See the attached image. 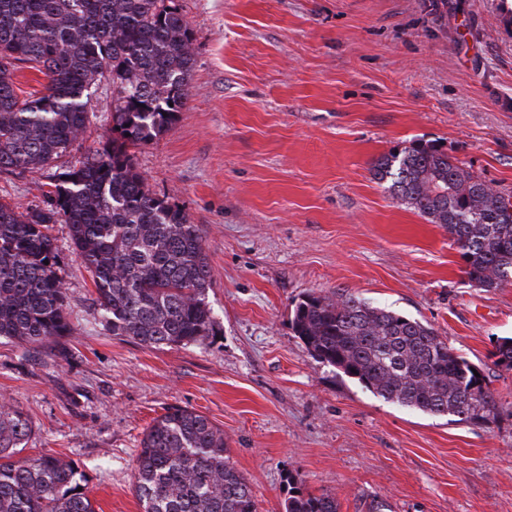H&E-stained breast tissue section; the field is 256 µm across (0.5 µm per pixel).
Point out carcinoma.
<instances>
[{
  "instance_id": "obj_1",
  "label": "carcinoma",
  "mask_w": 512,
  "mask_h": 512,
  "mask_svg": "<svg viewBox=\"0 0 512 512\" xmlns=\"http://www.w3.org/2000/svg\"><path fill=\"white\" fill-rule=\"evenodd\" d=\"M194 62L193 33L174 0H0V173L54 169L44 206L0 202V338L37 346L74 335L52 224L68 226L109 333L146 347L212 335L202 230L149 189L129 151L172 130ZM20 64L43 75L27 97L14 81ZM105 76L111 135L84 160L55 167L84 133L88 90ZM371 171L402 204L448 230L470 282L512 281V213L442 147L412 142ZM291 325L314 358L387 402L465 422L495 405L485 376L416 318L343 291L305 296ZM492 356L512 370V337L497 340ZM30 434L28 417L0 402V512H95L73 462L20 456ZM135 470L143 512H259L224 432L193 409L170 407L153 420ZM285 512H338V504L290 476Z\"/></svg>"
}]
</instances>
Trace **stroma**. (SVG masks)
<instances>
[{"label":"stroma","mask_w":512,"mask_h":512,"mask_svg":"<svg viewBox=\"0 0 512 512\" xmlns=\"http://www.w3.org/2000/svg\"><path fill=\"white\" fill-rule=\"evenodd\" d=\"M194 33L186 108L133 151L154 193L201 225L213 336L145 347L104 330L68 227L61 256L74 338L0 339V397L29 419L24 453L76 461L96 512H142L140 441L167 407L206 415L260 512L289 475L339 512H512V283L471 284L447 231L371 175L436 143L512 198V0H176ZM71 165L112 127L92 89ZM49 172L0 174V201L43 205ZM348 291L428 322L494 394L484 421L384 401L315 359L290 320L307 294Z\"/></svg>","instance_id":"35a3bbf8"}]
</instances>
